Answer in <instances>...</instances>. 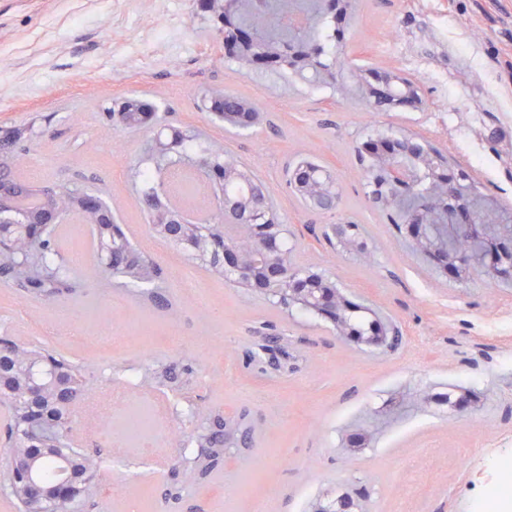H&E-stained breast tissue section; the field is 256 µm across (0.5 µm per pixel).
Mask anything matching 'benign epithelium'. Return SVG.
Wrapping results in <instances>:
<instances>
[{
  "mask_svg": "<svg viewBox=\"0 0 512 512\" xmlns=\"http://www.w3.org/2000/svg\"><path fill=\"white\" fill-rule=\"evenodd\" d=\"M318 5L324 15L337 17L348 8L350 0H318ZM210 7L222 17L224 50L236 53L242 62L262 71L286 67L303 77L328 78L327 70L317 64L319 48L312 42H297L288 50L281 43L272 42L264 51L253 50L252 30L241 23V16L249 10V0H235L230 11L224 9L223 0H212ZM396 79L397 75L385 72L357 75L360 100L374 110L422 106L415 85L405 97L394 95ZM140 118L141 126L153 131L159 153L172 152L173 140L154 128L152 116L142 114ZM364 151L379 152L376 165L365 169V180L373 183L380 179L389 187V191L372 195L370 199L382 207L395 206L393 190L414 187V172L404 159L414 160L420 153L416 137L382 140L364 146ZM423 165L430 170L431 208L424 214L413 209L402 213L399 225L415 249L444 274L457 279L476 274L511 279L512 215L507 217L497 208L478 213L472 205L461 202V185L472 179L458 165L451 162L444 165L433 153L424 156ZM206 169L218 180H237L243 176L231 159L225 160L219 169L210 165ZM292 183L306 202L320 210H328L339 201L336 181L321 167L297 166ZM224 216L234 223L235 232L224 236L222 244L210 236L209 225L201 224L189 230L171 211L158 215L151 230L192 254L211 257L219 253L225 280L233 284L258 287L268 294L288 292V298L332 322L336 336L360 335L351 319L354 309L336 284L319 273L296 270L288 263L282 246L283 225L263 222L260 208H248L235 215L226 206ZM328 234L346 249H363V242L348 223L328 225ZM257 265L265 272L262 279L254 276ZM35 362L49 366L50 381L32 378L30 370ZM73 382L70 365L51 352L40 357L23 356L0 347V401L10 405L17 401L24 403L28 424L33 427L51 425L61 431L70 429L71 409L83 397L81 393L75 396L68 393ZM51 397L60 404V414L56 416L45 408V400ZM0 456L5 460L7 494L16 502L17 512H72L73 504L85 500L88 489L98 479V465L93 456L59 447L51 441L42 444L33 437H19L10 431L0 444ZM49 458L65 466V477L55 483L41 482L33 476L35 465Z\"/></svg>",
  "mask_w": 512,
  "mask_h": 512,
  "instance_id": "1",
  "label": "benign epithelium"
}]
</instances>
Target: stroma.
I'll use <instances>...</instances> for the list:
<instances>
[{"label": "stroma", "instance_id": "stroma-1", "mask_svg": "<svg viewBox=\"0 0 512 512\" xmlns=\"http://www.w3.org/2000/svg\"><path fill=\"white\" fill-rule=\"evenodd\" d=\"M339 59L414 78L423 107L370 112L358 96L242 67L225 58L215 16L198 0H0V127H34L26 160L39 182L110 193L173 302L115 286L81 224L62 251L79 273L76 290L49 298L0 278L1 338L63 358L89 393L111 391L130 369L169 403L165 422L125 447L129 465L101 471L89 512H251L259 498L267 512H311L351 489L367 493V512H479L498 460L512 458V286L441 275L369 200L357 157L368 135L419 134L512 211V0H364ZM208 89L256 104L258 124L226 132L204 110ZM134 96L161 104L169 128L201 129L257 175L300 264L391 317L401 344L345 343L317 314L226 283L154 236L135 175L149 135L117 129L106 111ZM304 160L339 180L335 210L304 206L288 187L287 168ZM337 222L361 225L366 253L317 240ZM185 273L205 303L182 288ZM106 318L123 343L92 347L64 332L73 322L97 331ZM273 335L284 351L275 366L263 351ZM462 393L471 417L458 423L447 398ZM133 411L103 419L82 398L71 447L111 458ZM241 412L254 427L250 445L184 483L176 457L183 446L197 452L186 444L192 418ZM116 481L124 496L113 495Z\"/></svg>", "mask_w": 512, "mask_h": 512}]
</instances>
